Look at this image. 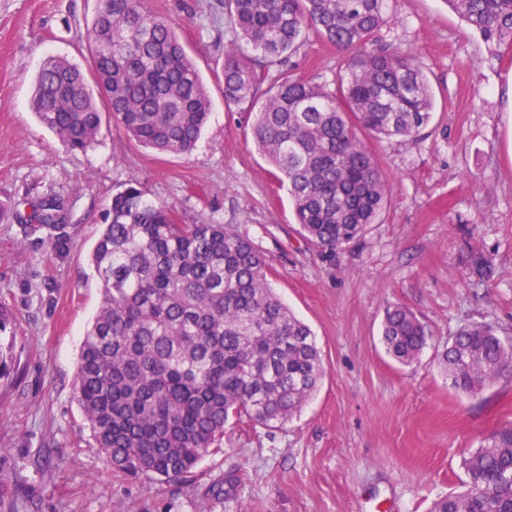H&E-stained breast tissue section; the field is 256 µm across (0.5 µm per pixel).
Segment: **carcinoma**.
I'll return each mask as SVG.
<instances>
[{"instance_id": "carcinoma-1", "label": "carcinoma", "mask_w": 512, "mask_h": 512, "mask_svg": "<svg viewBox=\"0 0 512 512\" xmlns=\"http://www.w3.org/2000/svg\"><path fill=\"white\" fill-rule=\"evenodd\" d=\"M87 41L92 70L49 58L35 79L33 110L70 151L96 141L103 112L140 145L190 152L210 114L200 74L174 24L142 0H98ZM388 0H224L233 39L224 49V100L253 114L259 149L288 189L303 236L334 252L367 231L388 186L361 129L409 136L434 114L417 55L374 35ZM495 51L512 48V0H444ZM345 52L333 87L281 71L263 102L262 69L284 65L311 39ZM261 55L251 59L243 47ZM66 240L61 200L26 217ZM92 264L101 304L87 328L76 374L78 403L112 469L186 480L218 450L231 419L275 428L298 416L324 376L312 330L274 292L266 255L231 224L180 222L137 183L112 197ZM470 272L492 273L482 253ZM430 332L411 309L386 311L382 342L398 364L419 362ZM512 365V337L468 321L442 366L452 388L476 394ZM465 489L429 512H512V425L483 438L463 460Z\"/></svg>"}]
</instances>
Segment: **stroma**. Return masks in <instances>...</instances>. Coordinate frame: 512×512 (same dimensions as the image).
Segmentation results:
<instances>
[{
    "label": "stroma",
    "mask_w": 512,
    "mask_h": 512,
    "mask_svg": "<svg viewBox=\"0 0 512 512\" xmlns=\"http://www.w3.org/2000/svg\"><path fill=\"white\" fill-rule=\"evenodd\" d=\"M178 26L210 102L187 155L139 146L112 120L83 152L67 150L30 108L43 60L89 68L98 0H0V206L28 213L61 197L68 240L0 220V313L16 362L0 376V512H428L458 489L463 458L512 425V371L480 393L455 391L440 358L467 321L512 336V52L493 53L444 0H389L380 44L413 50L435 96L411 137L371 140L388 204L355 243L322 256L299 234L249 117L224 103L222 0H144ZM341 51L312 40L295 77L328 84ZM137 181L147 199L192 224L235 225L269 257L272 286L314 331L325 375L280 428L230 421L220 452L188 482L110 467L75 398L84 333L100 301L91 253L112 197ZM491 258L484 282L470 256ZM428 326L418 364L381 342L387 308ZM224 493L212 495L215 484Z\"/></svg>",
    "instance_id": "stroma-1"
}]
</instances>
